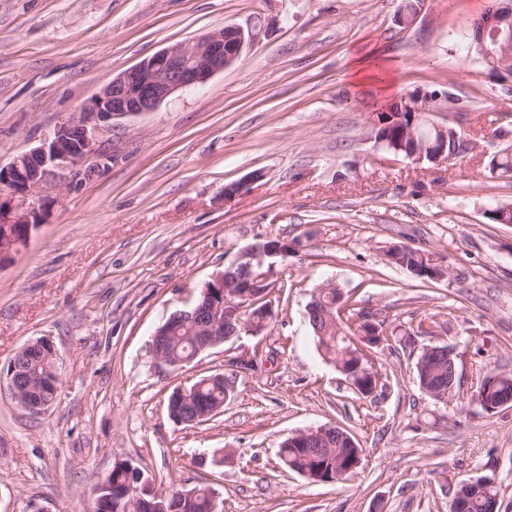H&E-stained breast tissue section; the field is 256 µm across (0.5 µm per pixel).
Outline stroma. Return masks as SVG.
<instances>
[{
    "label": "stroma",
    "instance_id": "1",
    "mask_svg": "<svg viewBox=\"0 0 512 512\" xmlns=\"http://www.w3.org/2000/svg\"><path fill=\"white\" fill-rule=\"evenodd\" d=\"M494 0H0V164L52 136L112 78L157 51L236 25L250 38L204 85L105 128L97 153L46 216L0 261V373L29 341L48 339L61 371L44 415L0 390V512H91L94 489L125 460L155 490L204 480L221 512H450L457 484L491 477L512 512V404L475 399L492 372L512 374V173L487 163L506 144L512 96L470 48V24ZM474 145L429 169L377 161L373 112L415 91ZM247 188L225 197L227 185ZM290 243L267 267L274 317L173 372L154 358L155 330L191 308L203 285L258 238ZM402 242L444 258L423 281L389 264ZM334 282L375 317L385 340L369 358L382 389L358 394L317 346L307 317ZM434 335L403 342L420 319ZM454 353L447 402L419 387L423 347ZM256 355L257 367H234ZM224 373L235 401L186 426L170 394ZM336 425L361 462L348 480L282 472L289 434Z\"/></svg>",
    "mask_w": 512,
    "mask_h": 512
}]
</instances>
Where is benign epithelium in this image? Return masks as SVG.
Returning <instances> with one entry per match:
<instances>
[{
	"mask_svg": "<svg viewBox=\"0 0 512 512\" xmlns=\"http://www.w3.org/2000/svg\"><path fill=\"white\" fill-rule=\"evenodd\" d=\"M484 35L490 38L485 48L488 57L496 58L503 32L512 31V15L490 13L482 21ZM247 41L239 26H226L205 34L189 43L167 46L135 66L119 73L106 86L93 93L90 99L55 129L51 138L15 157L9 164L0 165V256L16 253L26 242L32 225L42 222L48 200L43 195L48 178L58 183L69 175L85 158L96 151V142L103 128L117 120L154 109L174 93L205 83L239 57ZM411 121L402 115L370 122L371 138L377 148L387 154L400 151L401 142L425 139L445 128L430 120L432 94L416 90L405 96ZM288 252V244L278 239H266L247 245L225 271L215 274L205 283L201 299L187 311L197 321L192 337L193 353L177 357L168 353L163 344L165 322L153 337L152 350L156 360L172 371H178L199 354L217 347L241 334H259L263 328L248 315L250 307L269 320L273 310L265 302L269 290L264 263ZM253 299L252 306L240 301ZM6 387L11 398L24 411L39 415L48 406L34 396L32 385L22 363L12 359L6 372ZM354 443L348 432L335 425H323L298 431L288 436V442L302 448H332L336 439Z\"/></svg>",
	"mask_w": 512,
	"mask_h": 512,
	"instance_id": "obj_1",
	"label": "benign epithelium"
}]
</instances>
